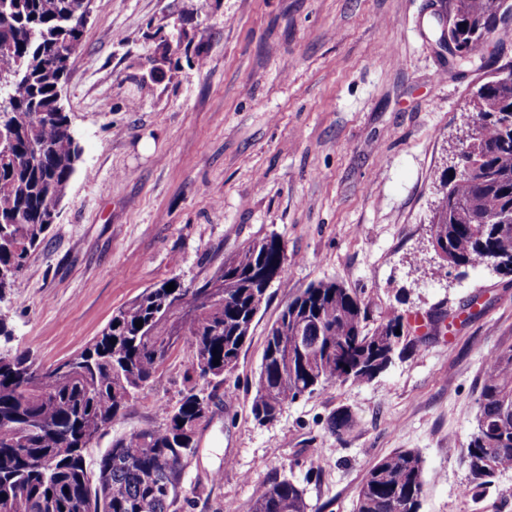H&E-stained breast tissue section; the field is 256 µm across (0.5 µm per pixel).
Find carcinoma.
<instances>
[{
    "mask_svg": "<svg viewBox=\"0 0 512 512\" xmlns=\"http://www.w3.org/2000/svg\"><path fill=\"white\" fill-rule=\"evenodd\" d=\"M80 0H0V65L12 68L0 103V299L16 286L31 252L61 211L81 148L62 104L71 59L84 26ZM512 0H451L442 41L467 49L492 36ZM187 33L161 40L157 61L172 63ZM479 125L468 161L481 181H443L433 219L438 242L455 264L481 267L492 256L512 260V85L489 72L470 99ZM507 219L504 229L497 221ZM286 259L275 237L252 242L224 258L194 287L232 282L228 298L180 324V343L158 330L173 302L188 291L179 281L148 288L120 308L100 335L76 353V371L48 379L28 354L0 350V512H176L178 484L208 421L204 384L212 401L230 399L224 373L233 370L251 338L270 284L252 280L263 267L281 280ZM370 305L333 280L298 291L267 330L251 412L275 419L288 404L341 380L363 384L384 372L395 353L394 314L369 327ZM143 321L142 327L135 322ZM191 354L190 385L174 406L159 407V424L112 441L89 469L86 449L123 418L164 362L177 350ZM220 364L214 365V357ZM353 426L340 411L327 430L342 441ZM469 490L512 470V347L491 354L483 375L476 424L470 434ZM423 461L399 450L374 462L358 488L355 512H419ZM304 491L288 479L260 485L252 512H305Z\"/></svg>",
    "mask_w": 512,
    "mask_h": 512,
    "instance_id": "cac0c4a2",
    "label": "carcinoma"
}]
</instances>
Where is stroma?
I'll return each mask as SVG.
<instances>
[{"instance_id": "1", "label": "stroma", "mask_w": 512, "mask_h": 512, "mask_svg": "<svg viewBox=\"0 0 512 512\" xmlns=\"http://www.w3.org/2000/svg\"><path fill=\"white\" fill-rule=\"evenodd\" d=\"M451 0H94L64 108L82 149L59 218L0 299V347L43 366L81 351L146 288L197 284L225 256L278 237L282 281L197 437L179 512H251L290 479L307 512H353L359 483L397 450L424 466L420 512H512V470L465 493L464 449L486 359L512 346V276L440 272L431 217L482 72L437 42ZM183 24L178 64L153 71ZM334 280L401 314L413 347L370 382H336L254 420L266 328L298 290ZM191 356L174 353L124 419L87 449L156 425ZM348 411L336 440L326 423Z\"/></svg>"}]
</instances>
